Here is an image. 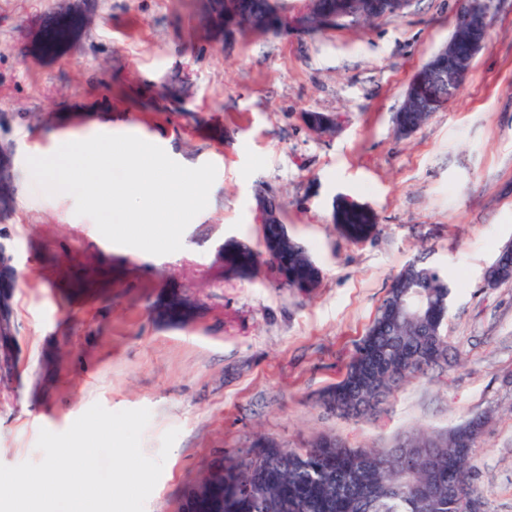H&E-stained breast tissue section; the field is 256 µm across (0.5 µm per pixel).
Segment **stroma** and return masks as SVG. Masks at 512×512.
Here are the masks:
<instances>
[{"label": "stroma", "mask_w": 512, "mask_h": 512, "mask_svg": "<svg viewBox=\"0 0 512 512\" xmlns=\"http://www.w3.org/2000/svg\"><path fill=\"white\" fill-rule=\"evenodd\" d=\"M78 0H0V147L11 152L13 206L0 214L17 272L16 366L0 378V464L42 459L40 429L67 430L93 404L146 408L142 449L179 435L144 512H178L217 453L262 438L303 448L322 436L388 448L415 429L490 421L470 480L487 512H512V281H484L512 243V0L447 106L410 137L395 114L414 73L451 37L457 0H411L359 30L224 38L195 0H91L87 27L55 57L32 51ZM306 112L341 114L312 131ZM129 128L187 167L214 164L207 207L182 250L118 248L73 197L30 187L28 156L93 123ZM274 196L288 234L320 269L315 288L277 280L267 263L235 275L221 247L262 251L256 199ZM350 201L377 217L354 243L334 222ZM444 269L445 333L457 361L400 386L373 420L321 402L342 379L394 277L409 262ZM174 298L187 322L161 310Z\"/></svg>", "instance_id": "35a3bbf8"}]
</instances>
